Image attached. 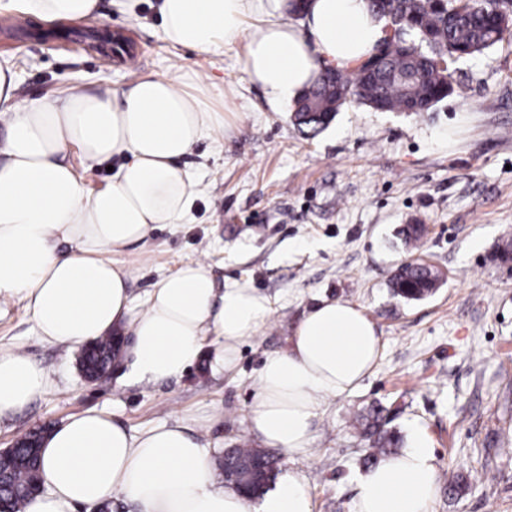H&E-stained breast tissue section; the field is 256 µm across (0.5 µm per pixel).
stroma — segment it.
<instances>
[{
	"instance_id": "stroma-1",
	"label": "stroma",
	"mask_w": 512,
	"mask_h": 512,
	"mask_svg": "<svg viewBox=\"0 0 512 512\" xmlns=\"http://www.w3.org/2000/svg\"><path fill=\"white\" fill-rule=\"evenodd\" d=\"M78 22L83 39L59 42L58 24L30 19L32 38L0 11V65L12 67L22 100L128 86L143 74L229 111L182 160L197 181L190 215L112 252L142 302L182 264L208 263L217 284L266 295L269 322L238 347L231 374L207 362L159 383L127 372L90 382L79 347L37 336L23 303L0 308V346L28 356L47 384L22 410L0 418V448L27 432L96 409L133 433L181 422L204 433L212 459L249 439L248 415L266 359L283 352L302 315L323 300L361 306L383 349L350 396L328 399L310 450L280 471L303 479L313 512H355L368 445L355 413L389 409L401 448L423 432L439 467L431 512H512V34L452 64L455 91L425 112H377L348 102L316 136L294 126L288 105L269 102L243 72L244 42L204 56L167 43L157 0ZM425 226L406 247L403 224ZM420 257L444 278L435 294L392 297L394 269Z\"/></svg>"
}]
</instances>
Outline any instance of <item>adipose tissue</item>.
I'll return each instance as SVG.
<instances>
[{"instance_id":"ef3b65f1","label":"adipose tissue","mask_w":512,"mask_h":512,"mask_svg":"<svg viewBox=\"0 0 512 512\" xmlns=\"http://www.w3.org/2000/svg\"><path fill=\"white\" fill-rule=\"evenodd\" d=\"M44 22H74L99 0H8ZM280 0H161L167 42L205 55L245 41L243 71L268 99L292 103L322 66L352 68L371 56L386 21L369 0H310L300 25L276 20ZM17 79L0 65V298L18 299L43 340L88 343L115 329L134 338L128 354L140 381L182 374L205 337L216 370L232 372L237 345L270 318L269 299L241 285L217 287L210 268L187 263L161 278L144 308L133 305L129 273L109 259L157 226L191 211L195 183L180 164L223 122L222 113L147 75L122 90L17 101ZM76 146L89 161L122 163L105 188L89 191L66 160ZM70 243L58 252V242ZM383 344L364 309L325 300L293 330L285 352L269 357L249 413L257 441L286 457L307 452L326 399L355 392L376 366ZM46 375L28 357L0 347V415L26 406ZM41 490L26 512H76L122 493L139 512H313L299 475L283 474L256 504L220 482L206 445L179 425L131 434L110 415L67 417L41 451ZM438 467L422 433L356 483V512H430Z\"/></svg>"}]
</instances>
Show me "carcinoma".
<instances>
[{"mask_svg":"<svg viewBox=\"0 0 512 512\" xmlns=\"http://www.w3.org/2000/svg\"><path fill=\"white\" fill-rule=\"evenodd\" d=\"M373 11L394 25L397 33L384 40L382 56L367 69H325L320 80L305 90L295 104L294 122L302 130L317 132L326 127L345 101L333 91L340 82L349 87L355 100L372 106L382 104L388 112L409 107L425 112L454 90L449 66L480 55L504 39L498 24L499 12L512 9V0H371ZM440 276L423 260L402 263L391 277L393 294L417 301L433 294ZM116 336H101L84 345L79 366L87 377L101 381L120 359ZM380 405L371 406L357 418L361 437L369 443L370 464L395 452L400 437L389 427L391 418ZM43 432H29L13 448L0 455V500L10 512H24L29 496L38 486L39 447ZM279 459L272 452L242 443L224 450L220 467L224 479L235 483L253 498L275 479Z\"/></svg>","mask_w":512,"mask_h":512,"instance_id":"cac0c4a2","label":"carcinoma"}]
</instances>
